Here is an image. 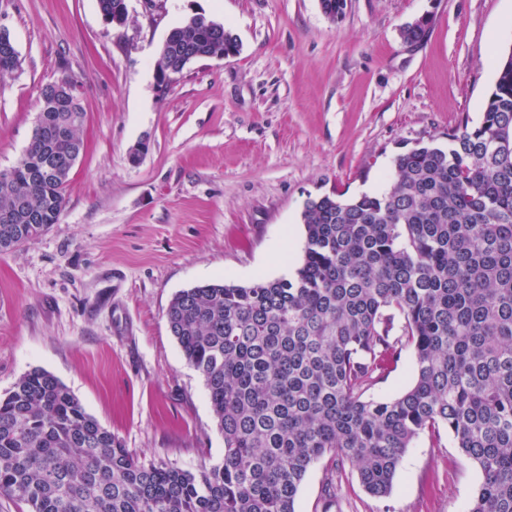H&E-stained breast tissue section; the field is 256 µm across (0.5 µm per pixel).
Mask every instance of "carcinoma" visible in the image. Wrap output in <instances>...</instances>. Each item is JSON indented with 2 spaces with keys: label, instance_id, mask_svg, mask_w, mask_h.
Returning a JSON list of instances; mask_svg holds the SVG:
<instances>
[{
  "label": "carcinoma",
  "instance_id": "obj_1",
  "mask_svg": "<svg viewBox=\"0 0 512 512\" xmlns=\"http://www.w3.org/2000/svg\"><path fill=\"white\" fill-rule=\"evenodd\" d=\"M333 23L347 0H320ZM196 14L172 28L159 78L185 60L239 53L224 24ZM406 23L402 43L428 35ZM0 31V74L19 57ZM64 103L42 88V131L0 179V253L46 232L66 206L84 151L74 79ZM393 158L390 185L310 198L302 261L289 278L179 291L166 317L203 377L224 461L194 474L141 462L54 375L34 369L0 397V495L27 512H295L310 467L350 465L391 494L408 448L441 431L482 482L467 512H512V52L480 121ZM415 376L397 396L368 392L403 350Z\"/></svg>",
  "mask_w": 512,
  "mask_h": 512
}]
</instances>
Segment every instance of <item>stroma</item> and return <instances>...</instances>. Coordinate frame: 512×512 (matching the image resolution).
<instances>
[{
	"label": "stroma",
	"instance_id": "obj_1",
	"mask_svg": "<svg viewBox=\"0 0 512 512\" xmlns=\"http://www.w3.org/2000/svg\"><path fill=\"white\" fill-rule=\"evenodd\" d=\"M123 27L96 0H0L20 66L0 75V170L21 159L39 93L81 87L85 148L57 224L0 254V396L55 375L146 463L224 458L202 376L166 318L182 289L291 276L308 199L378 191L392 159L476 124L512 50V0H127ZM202 13L241 42L233 57L158 80L174 26ZM430 15L427 40L399 31ZM150 147L138 165L129 149ZM482 474L452 436H420L385 498L325 457L296 512H466Z\"/></svg>",
	"mask_w": 512,
	"mask_h": 512
}]
</instances>
